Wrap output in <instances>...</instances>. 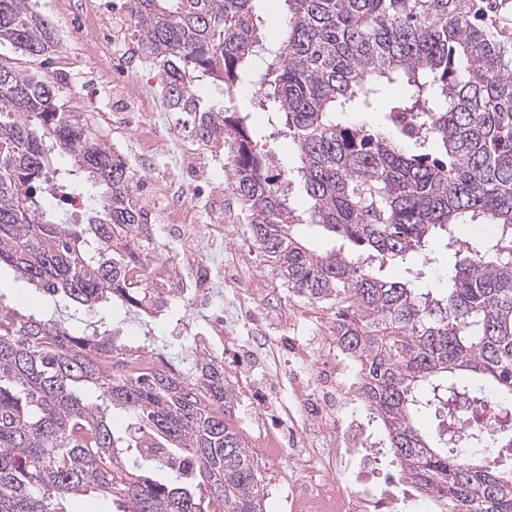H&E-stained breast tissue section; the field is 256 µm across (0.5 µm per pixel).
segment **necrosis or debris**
<instances>
[{"instance_id":"necrosis-or-debris-1","label":"necrosis or debris","mask_w":512,"mask_h":512,"mask_svg":"<svg viewBox=\"0 0 512 512\" xmlns=\"http://www.w3.org/2000/svg\"><path fill=\"white\" fill-rule=\"evenodd\" d=\"M166 198L172 221L163 230L182 248L151 250L144 262L161 285L170 266L183 264L191 282L181 295L196 306L212 286L215 271L224 267L223 259L201 258L205 243L223 238L224 226L218 220L204 227L187 223L185 195L176 184H169ZM293 354L299 371L291 379L287 402L273 414L253 418L266 435L265 456L288 463L275 477L288 491V512H414L416 495L382 467L380 451L369 438L347 439L339 430L340 408L355 401L360 372L338 348L331 328L323 327L317 340L296 344ZM510 418L506 402L487 397L480 411L462 408L459 424L493 434Z\"/></svg>"}]
</instances>
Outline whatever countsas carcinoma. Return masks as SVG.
I'll return each mask as SVG.
<instances>
[{
    "instance_id": "obj_1",
    "label": "carcinoma",
    "mask_w": 512,
    "mask_h": 512,
    "mask_svg": "<svg viewBox=\"0 0 512 512\" xmlns=\"http://www.w3.org/2000/svg\"><path fill=\"white\" fill-rule=\"evenodd\" d=\"M259 2L130 0L131 36L159 68L165 108L224 153L229 189L282 285L336 302V343L358 361V392L406 478L447 512H512V459L492 470L461 457L484 437L454 430L472 394L512 401V28L496 22L498 0H279L272 38ZM2 45L37 60L59 42L31 0H0ZM208 80L229 93L254 82L269 136L297 154L279 174L286 184L254 148L249 111L201 107L194 87ZM390 84L403 94L388 96ZM351 112L381 114L385 130ZM57 152L103 189L88 224L38 196L66 188L51 185ZM304 224L334 245L315 248ZM464 225L483 234L446 288L419 292L370 265L435 237L452 250ZM152 244L123 158L55 81L0 57V268L77 310L155 316L177 289L142 272ZM140 353L110 330L0 302V512H68L86 492L116 512H262L224 366L179 374L141 365ZM423 410L442 413L437 431L417 426Z\"/></svg>"
}]
</instances>
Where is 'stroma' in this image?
<instances>
[{"label":"stroma","mask_w":512,"mask_h":512,"mask_svg":"<svg viewBox=\"0 0 512 512\" xmlns=\"http://www.w3.org/2000/svg\"><path fill=\"white\" fill-rule=\"evenodd\" d=\"M34 9L53 27L59 41L57 52L47 59L31 62V70L57 78L60 97L68 106L87 113L97 133L121 155L130 170L139 172L134 182L137 195L158 203L167 186L171 158L168 153H154L149 164H142L143 149L136 131L143 119L138 104L129 97L124 86L137 81L148 87L153 97L161 95V76L152 61L142 58L128 35L129 0H33ZM182 183L192 217L197 223L210 220L212 204L199 197L205 180L226 181L228 169L223 158L206 155L203 165H187ZM224 222L229 229L218 251L232 253L240 248L251 251L255 288L260 291L257 304L262 312L263 328L239 323L235 334L242 349H251L258 335L284 337H312L319 325L333 320L332 303H307V316L294 328L282 327L278 313L282 306L297 303V296L288 292L274 275L250 235L249 226L239 204L232 195H224ZM431 263L416 261L415 257L388 262L379 268L381 277L388 280L407 279L413 287L434 289L448 282L450 252L441 242L430 245ZM212 310L187 305L181 297H174L165 314L148 318L141 314L114 310L107 326L120 342L131 348L149 345L153 352L181 372H188L185 353L193 337L207 329ZM290 359L281 354L277 371L263 366L251 368L254 398L238 397L235 423L249 446L254 448L253 462L261 475L264 512H285L284 495L273 483L275 463L262 456L259 449L262 436L249 424V418L261 407L267 406L266 383L271 374H278L280 382H287Z\"/></svg>","instance_id":"35a3bbf8"}]
</instances>
